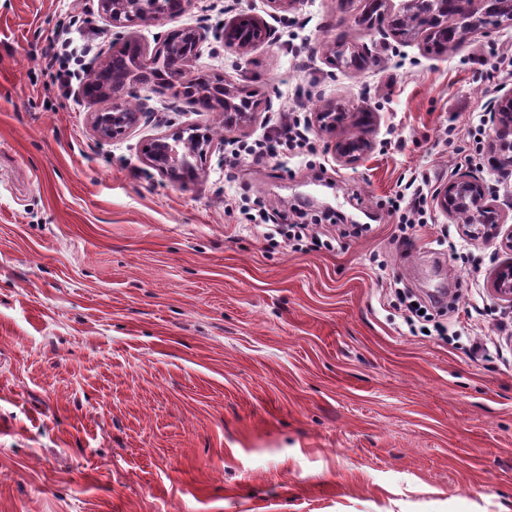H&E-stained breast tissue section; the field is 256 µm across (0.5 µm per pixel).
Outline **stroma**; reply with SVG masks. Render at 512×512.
I'll return each instance as SVG.
<instances>
[{
    "label": "stroma",
    "mask_w": 512,
    "mask_h": 512,
    "mask_svg": "<svg viewBox=\"0 0 512 512\" xmlns=\"http://www.w3.org/2000/svg\"><path fill=\"white\" fill-rule=\"evenodd\" d=\"M369 0H193L127 28L147 49L171 29L249 12L277 39L247 53L207 37L197 67L257 92L242 127L140 91L146 116L106 140L100 103L62 91L45 54L69 39L74 71L116 37L97 0H0V512H512V304L491 290L497 240L432 209L401 233L385 207L404 175L440 188L490 168L494 137L463 161L512 27L443 54L359 24ZM387 42L376 62L331 68L324 45ZM376 114L312 129L313 155L232 162L230 139L274 133L293 107ZM214 148L176 183L144 149L181 126ZM372 152L337 161L339 139ZM248 196L333 250H292L228 206ZM344 224L368 230L343 235ZM448 294L444 336L412 334L397 289Z\"/></svg>",
    "instance_id": "35a3bbf8"
}]
</instances>
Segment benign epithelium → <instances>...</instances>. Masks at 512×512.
I'll return each instance as SVG.
<instances>
[{
	"instance_id": "benign-epithelium-1",
	"label": "benign epithelium",
	"mask_w": 512,
	"mask_h": 512,
	"mask_svg": "<svg viewBox=\"0 0 512 512\" xmlns=\"http://www.w3.org/2000/svg\"><path fill=\"white\" fill-rule=\"evenodd\" d=\"M419 0H402L395 12L381 10L383 0H375L377 14L368 10L362 22L371 26L378 24L388 28L396 37L424 36L428 47L442 53L449 48L462 45L467 35L472 33L490 34L502 25L512 26V0H432L426 12L418 10ZM155 9L147 12L144 0H98L100 13L114 27H128L137 22L163 23L175 14L170 12L162 0L154 2ZM463 20L461 29L448 30V12ZM208 29L203 27L174 29L157 36L153 54L140 52L139 63L148 70L162 56L172 60L165 82L175 89V95L188 101L203 98L209 92L194 86V81L186 79V74L194 67L199 58L200 45L207 38ZM224 36V45L244 52L258 42H273L275 31L259 17L244 13L224 23V31L216 32ZM137 85L125 87L116 84H101L96 93L98 99L112 101L110 110L93 113V125L100 137L116 138L127 134L138 123L142 113L123 112L121 107L125 95L136 92ZM215 108L224 111V124L244 125L251 121L256 106L250 97L237 85L228 81L221 85V93L211 101ZM492 121L496 122L495 152L491 170L496 181L512 180V96L492 105ZM347 118V113L336 109V105L327 103L315 113V123L321 128L334 127ZM372 141L357 137L338 142L335 152L346 163L361 160L372 150ZM213 150V141L199 135H185L178 129L153 141L148 149L149 164L178 181L181 174L192 168V160L201 158ZM436 204L448 216L466 212L471 218L474 233L481 228L492 226L501 231L506 223L507 213L497 204L495 187L487 180L470 172L461 173L448 185L440 189L435 196ZM503 232V231H501ZM501 245L512 252V225L503 232ZM494 294L512 305V262L502 265L493 280Z\"/></svg>"
}]
</instances>
